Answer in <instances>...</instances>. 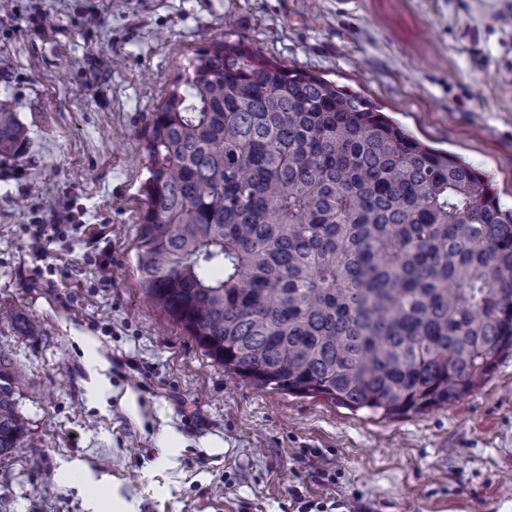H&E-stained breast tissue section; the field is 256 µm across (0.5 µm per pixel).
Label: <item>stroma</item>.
Segmentation results:
<instances>
[{"label": "stroma", "mask_w": 512, "mask_h": 512, "mask_svg": "<svg viewBox=\"0 0 512 512\" xmlns=\"http://www.w3.org/2000/svg\"><path fill=\"white\" fill-rule=\"evenodd\" d=\"M222 39L361 94L512 207V0H10L0 354L28 384L0 512H512V351L384 419L253 386L145 298L148 117ZM16 113L0 107V156H16L23 150L25 134Z\"/></svg>", "instance_id": "35a3bbf8"}]
</instances>
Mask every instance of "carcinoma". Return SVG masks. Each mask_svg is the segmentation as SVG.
Returning <instances> with one entry per match:
<instances>
[{
    "label": "carcinoma",
    "mask_w": 512,
    "mask_h": 512,
    "mask_svg": "<svg viewBox=\"0 0 512 512\" xmlns=\"http://www.w3.org/2000/svg\"><path fill=\"white\" fill-rule=\"evenodd\" d=\"M24 142L0 107V156ZM145 150L139 286L232 373L398 416L512 349V207L362 97L222 40L150 113ZM25 383L0 355V458Z\"/></svg>",
    "instance_id": "obj_1"
}]
</instances>
